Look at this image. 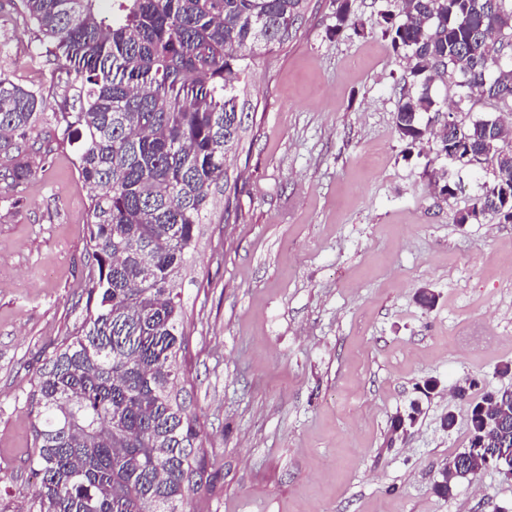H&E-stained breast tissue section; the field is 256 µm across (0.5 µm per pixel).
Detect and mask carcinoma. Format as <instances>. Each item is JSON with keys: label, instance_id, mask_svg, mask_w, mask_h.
<instances>
[{"label": "carcinoma", "instance_id": "cac0c4a2", "mask_svg": "<svg viewBox=\"0 0 512 512\" xmlns=\"http://www.w3.org/2000/svg\"><path fill=\"white\" fill-rule=\"evenodd\" d=\"M378 24L406 61L394 112L399 137L448 161L491 168L489 187L462 218L498 215L495 186L512 183V152L496 122L448 116L433 88L512 112V0H387ZM29 19L74 74L60 112L0 77V153L25 156L51 128L74 147L93 195L83 319L31 382L38 512H183L210 490L196 442L197 416L177 386L184 376L182 275L213 190L228 186L245 112L242 83L255 58L283 47L306 0H22ZM355 15L341 0L336 31ZM496 440L512 447V399L482 397ZM481 470L476 460L440 485L449 495Z\"/></svg>", "mask_w": 512, "mask_h": 512}]
</instances>
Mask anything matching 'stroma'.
<instances>
[{
    "label": "stroma",
    "instance_id": "stroma-1",
    "mask_svg": "<svg viewBox=\"0 0 512 512\" xmlns=\"http://www.w3.org/2000/svg\"><path fill=\"white\" fill-rule=\"evenodd\" d=\"M283 47L256 59L240 100L247 158L216 193L183 276V388L211 491L187 512H512L496 469L438 496L469 445L473 401L512 388V223L460 224L489 176L450 170L436 201L428 145L400 139L404 72L376 20L335 31L338 0H307ZM0 76L59 111L72 76L21 0H0ZM15 184L0 154V512H29L31 382L85 306L89 187L54 137ZM439 295L433 309L418 289ZM434 378L430 396L416 386ZM419 403L407 433L393 417ZM453 413L455 425L442 429Z\"/></svg>",
    "mask_w": 512,
    "mask_h": 512
}]
</instances>
